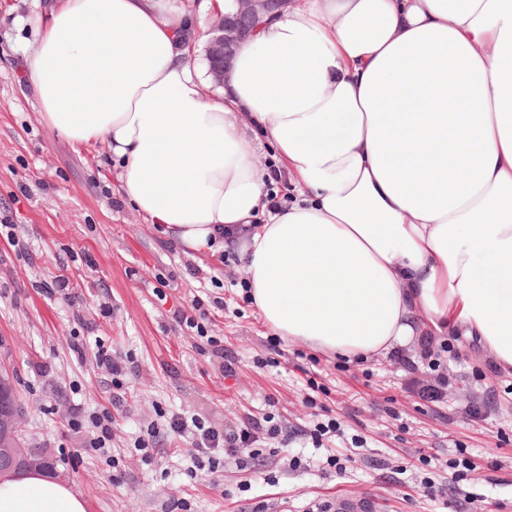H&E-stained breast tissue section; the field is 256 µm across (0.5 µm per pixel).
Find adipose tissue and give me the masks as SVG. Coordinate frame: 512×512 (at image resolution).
Returning a JSON list of instances; mask_svg holds the SVG:
<instances>
[{"label":"adipose tissue","instance_id":"ef3b65f1","mask_svg":"<svg viewBox=\"0 0 512 512\" xmlns=\"http://www.w3.org/2000/svg\"><path fill=\"white\" fill-rule=\"evenodd\" d=\"M185 16L60 0L34 21L41 121L107 141L184 254L235 250L278 336L365 358L453 333L512 372V0H295L217 93ZM275 174L298 200L270 207ZM0 512L86 503L33 470L0 482Z\"/></svg>","mask_w":512,"mask_h":512}]
</instances>
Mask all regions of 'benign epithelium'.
<instances>
[{"label":"benign epithelium","mask_w":512,"mask_h":512,"mask_svg":"<svg viewBox=\"0 0 512 512\" xmlns=\"http://www.w3.org/2000/svg\"><path fill=\"white\" fill-rule=\"evenodd\" d=\"M231 18H220L212 24L206 53L210 62L208 75L214 86L224 85L236 53V46L250 36L255 22L284 14L294 0H235Z\"/></svg>","instance_id":"benign-epithelium-1"}]
</instances>
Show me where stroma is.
<instances>
[{
    "instance_id": "obj_1",
    "label": "stroma",
    "mask_w": 512,
    "mask_h": 512,
    "mask_svg": "<svg viewBox=\"0 0 512 512\" xmlns=\"http://www.w3.org/2000/svg\"><path fill=\"white\" fill-rule=\"evenodd\" d=\"M45 9L46 0H0V367L24 411L25 444L46 449L52 473L87 512H164L173 498L192 512H252L260 502L265 512H306L310 500L336 494L373 498L378 512H512V375L460 336H422L411 349L362 359L286 339L271 349L235 252L182 253L126 205L106 142L80 148L41 122L28 20ZM63 272L69 299L50 291ZM195 302L211 311L207 333L223 339L232 373L198 353L196 331H174ZM73 336L87 344L84 360L69 349ZM101 344L137 364L106 456L79 453L65 421L69 407L109 403L94 361ZM428 352L438 367L429 368ZM159 407L220 427L273 417L286 450L266 456L257 475L229 466L192 479L189 441L162 426L144 463L132 448ZM329 416L339 435L313 447L310 432ZM461 448L470 468L454 482L446 462ZM297 454L310 468L285 472ZM331 457L346 468L329 466ZM424 476L443 485V497L411 492Z\"/></svg>"
}]
</instances>
